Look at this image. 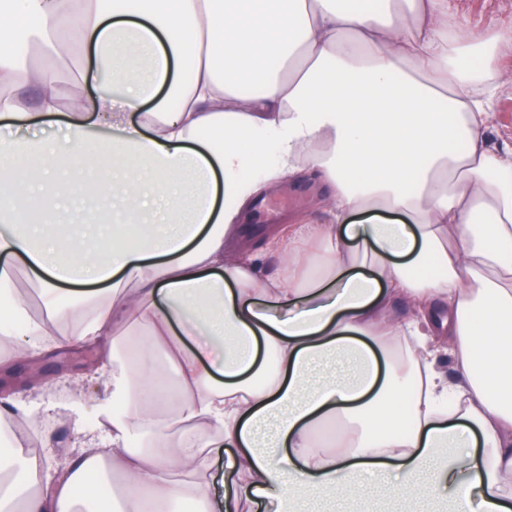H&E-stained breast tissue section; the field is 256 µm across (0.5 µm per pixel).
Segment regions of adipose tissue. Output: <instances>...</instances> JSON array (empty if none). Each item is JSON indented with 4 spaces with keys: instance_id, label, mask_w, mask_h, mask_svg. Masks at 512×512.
<instances>
[{
    "instance_id": "obj_1",
    "label": "adipose tissue",
    "mask_w": 512,
    "mask_h": 512,
    "mask_svg": "<svg viewBox=\"0 0 512 512\" xmlns=\"http://www.w3.org/2000/svg\"><path fill=\"white\" fill-rule=\"evenodd\" d=\"M474 47L448 0H0V123L67 131L0 141V218L32 215L0 232V306L35 336L0 365L57 348L69 298L109 429L76 428L58 475L13 446L0 512H91L107 465L118 512H212L219 460L224 512H305L363 473L512 512V150L486 143ZM104 63L121 96L92 92ZM71 67L87 90L66 107ZM161 90L175 108L143 111ZM302 173L332 186L327 221L269 226L282 268L261 274L241 222ZM86 191L121 215L96 249L91 221L48 231ZM23 268L43 313L14 295Z\"/></svg>"
}]
</instances>
